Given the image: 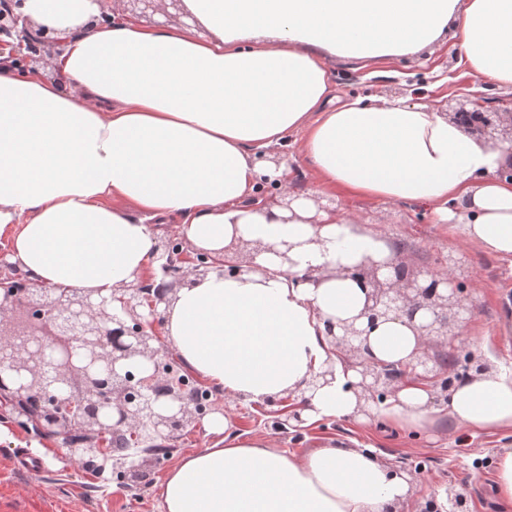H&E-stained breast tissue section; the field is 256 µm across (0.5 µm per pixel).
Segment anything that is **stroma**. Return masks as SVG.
Returning a JSON list of instances; mask_svg holds the SVG:
<instances>
[{
	"label": "stroma",
	"instance_id": "1",
	"mask_svg": "<svg viewBox=\"0 0 512 512\" xmlns=\"http://www.w3.org/2000/svg\"><path fill=\"white\" fill-rule=\"evenodd\" d=\"M333 88L345 96L374 100L421 97L437 111H454L459 96L483 92L491 108L512 109V88L476 79L468 69L459 43L445 38L417 57L363 64L330 59ZM326 204L351 212L367 230L383 233L409 268L430 270L437 259L451 257L471 274L462 298L468 309L456 322L458 355L470 354L498 369L512 367V340L499 331L512 304V260L486 255L434 223L422 207L383 203L356 196H329ZM286 399L257 404L236 401L233 421L241 432L265 433L276 446L301 455L330 439L374 448L378 459L418 480L401 512H420L430 494L455 483L469 501V512H504L495 494L498 449L512 445V431L463 433L441 420L428 434L413 436L381 423L325 419L292 428L281 426ZM205 420L184 429L164 456L136 454L113 461L103 473L93 467L75 468L56 437L38 439L12 421L11 407L0 402V512H160L159 492L166 472L182 457L215 445ZM31 455L30 468L17 461V449Z\"/></svg>",
	"mask_w": 512,
	"mask_h": 512
}]
</instances>
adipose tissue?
Returning a JSON list of instances; mask_svg holds the SVG:
<instances>
[{"mask_svg":"<svg viewBox=\"0 0 512 512\" xmlns=\"http://www.w3.org/2000/svg\"><path fill=\"white\" fill-rule=\"evenodd\" d=\"M193 28L102 19L96 0H22L35 27L63 39L50 71L0 67V237L10 261L46 288L95 295L146 275L151 223L222 255L258 246L253 270L213 272L179 288L163 334L225 395H300L305 423L354 419L356 369L325 323L364 308L341 267L390 257L380 234L354 228L317 196L413 202L463 242L512 258V147L465 133L430 104L338 97L326 59L411 57L457 38L480 80L512 87V0H183ZM300 134L317 186L289 207L257 203L287 165L262 152ZM317 269L315 282L297 276ZM421 336L399 320L368 338L373 358L410 363ZM334 367L333 380L311 386ZM470 430H512V374L457 383L440 413L420 384L399 383L375 420L424 434L441 416ZM215 447L181 458L162 512H399L411 479L373 449L332 440L302 455L231 414L207 422Z\"/></svg>","mask_w":512,"mask_h":512,"instance_id":"obj_1","label":"adipose tissue"}]
</instances>
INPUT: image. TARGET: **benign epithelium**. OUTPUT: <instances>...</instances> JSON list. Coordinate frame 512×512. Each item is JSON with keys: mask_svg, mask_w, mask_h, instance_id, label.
<instances>
[{"mask_svg": "<svg viewBox=\"0 0 512 512\" xmlns=\"http://www.w3.org/2000/svg\"><path fill=\"white\" fill-rule=\"evenodd\" d=\"M141 15L161 5L181 9V0H127ZM0 29L13 33L11 50L33 44L36 51L57 42L44 28L31 29L14 8L0 12ZM480 93L467 95L450 118L469 134L498 130L501 113L483 106ZM232 262L159 237L153 248L160 282L138 277L113 290L110 298H95L76 289L49 291L32 279L17 282L19 265L0 252V397L9 400L14 424L35 435L60 436L75 465L109 459L105 437L124 433L134 439L168 442L177 431L196 422L200 407L179 382L161 371L160 328L177 289L203 279L215 270L240 275L252 268L253 252ZM440 271L420 274L409 270L397 255L380 262L363 261L339 270L357 281L366 293L356 321L327 322V335L336 348L356 359L358 409L371 414L373 405L395 391L406 367L366 358L368 336L381 322L404 319L425 338L411 365L412 373L428 382L434 401L448 403V393L463 376L449 374L453 353L429 364L433 336H449L452 322L464 305L459 296L469 273L453 260L438 261ZM120 303V310L112 302ZM80 431L84 438L75 439ZM448 507L432 502L425 512H468L467 500L454 485L447 488Z\"/></svg>", "mask_w": 512, "mask_h": 512, "instance_id": "1", "label": "benign epithelium"}]
</instances>
